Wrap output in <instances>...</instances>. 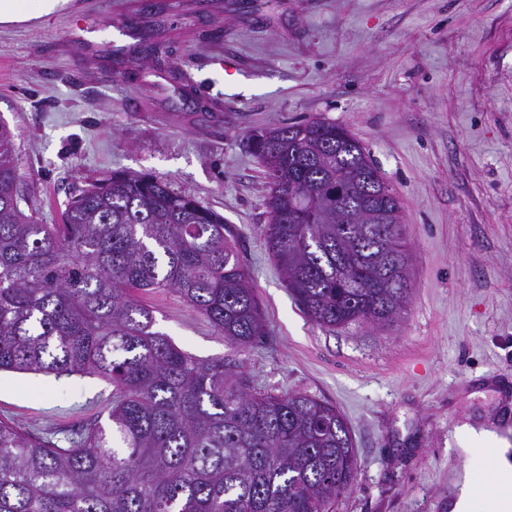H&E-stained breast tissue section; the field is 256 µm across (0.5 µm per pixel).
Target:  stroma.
<instances>
[{"label":"stroma","mask_w":512,"mask_h":512,"mask_svg":"<svg viewBox=\"0 0 512 512\" xmlns=\"http://www.w3.org/2000/svg\"><path fill=\"white\" fill-rule=\"evenodd\" d=\"M346 127L398 196L412 294L391 326L323 328L268 253L253 132ZM0 119L22 210L57 224L115 172L150 174L223 215L266 335L239 356L258 391L336 406L358 455L334 512H487L491 452L512 449V0H68L0 24ZM157 328L198 358L230 349L170 292ZM112 393L95 376L0 372V419L77 431Z\"/></svg>","instance_id":"35a3bbf8"}]
</instances>
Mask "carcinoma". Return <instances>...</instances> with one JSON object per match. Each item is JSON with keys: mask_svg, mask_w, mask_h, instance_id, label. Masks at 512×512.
Wrapping results in <instances>:
<instances>
[{"mask_svg": "<svg viewBox=\"0 0 512 512\" xmlns=\"http://www.w3.org/2000/svg\"><path fill=\"white\" fill-rule=\"evenodd\" d=\"M266 247L312 321L382 328L410 281L401 206L369 152L321 119L266 130ZM344 179L341 202L327 193ZM0 123V372L97 376L107 423L68 446L0 421V512H330L357 454L332 404L251 392L236 361L203 360L155 328L136 292L170 291L237 349L265 336L224 218L147 175L115 173L61 224L20 208Z\"/></svg>", "mask_w": 512, "mask_h": 512, "instance_id": "cac0c4a2", "label": "carcinoma"}]
</instances>
